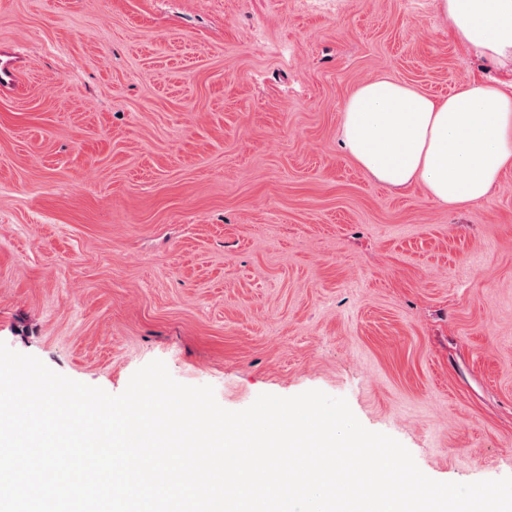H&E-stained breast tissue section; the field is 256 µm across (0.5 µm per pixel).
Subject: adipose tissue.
<instances>
[{
    "label": "adipose tissue",
    "mask_w": 512,
    "mask_h": 512,
    "mask_svg": "<svg viewBox=\"0 0 512 512\" xmlns=\"http://www.w3.org/2000/svg\"><path fill=\"white\" fill-rule=\"evenodd\" d=\"M453 39L493 62L512 61V0H437ZM341 149L393 188L423 184L436 204L459 209L490 198L512 169V90L470 81L445 97L379 77L344 101Z\"/></svg>",
    "instance_id": "adipose-tissue-1"
}]
</instances>
